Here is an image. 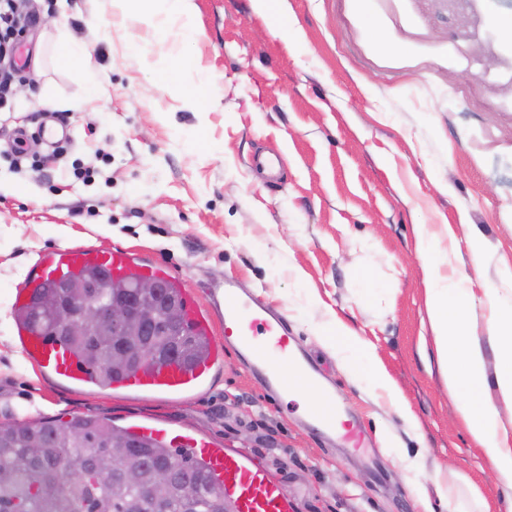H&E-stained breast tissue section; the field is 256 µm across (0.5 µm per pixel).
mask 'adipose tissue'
Wrapping results in <instances>:
<instances>
[{"label":"adipose tissue","mask_w":512,"mask_h":512,"mask_svg":"<svg viewBox=\"0 0 512 512\" xmlns=\"http://www.w3.org/2000/svg\"><path fill=\"white\" fill-rule=\"evenodd\" d=\"M144 17L156 32H166L174 20H182L183 31H190L192 0H147ZM417 251L424 258L426 312L434 336L440 372L455 404V416L472 441L488 460L495 480L512 501V302L501 289L484 291L483 305L489 314L488 340L480 342L472 332L471 278L462 273L442 274L441 265H432L428 257L440 252L442 263H450L455 244L444 243L430 227H415ZM336 346L347 367L365 361L373 381L381 388H391L381 363L372 357L357 333L344 322L334 324ZM491 344L497 354L495 371H488L483 346ZM496 386L501 400L486 396L488 386Z\"/></svg>","instance_id":"ef3b65f1"}]
</instances>
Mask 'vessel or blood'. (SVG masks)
Returning a JSON list of instances; mask_svg holds the SVG:
<instances>
[{
	"label": "vessel or blood",
	"mask_w": 512,
	"mask_h": 512,
	"mask_svg": "<svg viewBox=\"0 0 512 512\" xmlns=\"http://www.w3.org/2000/svg\"><path fill=\"white\" fill-rule=\"evenodd\" d=\"M102 270L113 279L149 276L181 287L182 278L162 261L136 262L121 248H65L41 254L31 276L12 293L11 307L30 306L38 288L62 278ZM214 303L224 318V333L212 335V313L202 312L192 301H185L184 314L195 332L207 335L208 351L199 361L186 364L173 360L147 371H137L113 383L114 389L159 394H182L202 387L224 361L226 346L245 353L257 382L267 390L292 395L297 385L318 394L321 404L310 418L316 428L340 435L347 447H365V436L358 425L342 420L336 395L319 369L302 353L294 350L288 336V322L279 312L251 297L232 280L216 285ZM15 335L25 359L76 385L92 383L88 367L61 342L51 340L40 329L17 325ZM187 446L207 460L224 490L233 512H295V504L280 481L243 454L215 448L207 441L187 439Z\"/></svg>",
	"instance_id": "b4317fda"
}]
</instances>
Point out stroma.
<instances>
[{"label": "stroma", "instance_id": "stroma-1", "mask_svg": "<svg viewBox=\"0 0 512 512\" xmlns=\"http://www.w3.org/2000/svg\"><path fill=\"white\" fill-rule=\"evenodd\" d=\"M288 32L251 0H193L189 42L158 35L112 0H27L19 70L0 110V420L112 418L237 448L281 481L297 512H444L455 482L501 501L485 457L454 415L425 311L414 227L455 237L459 269L498 288L512 271V72L499 22L512 0H287ZM88 44L96 84L57 64L58 30ZM146 47L131 53V44ZM184 46L190 67L171 51ZM208 79L198 112L181 95ZM68 100L66 110L40 107ZM68 130L46 145L45 118ZM28 132L27 154L6 152ZM280 160L270 179L253 166ZM485 242L474 268L469 230ZM121 247L166 262L197 303L236 280L287 318L336 383L340 411L370 434L344 447L308 423L313 393L266 392L226 348L198 391L76 387L22 356L10 292L41 253ZM354 329L395 390L343 364L332 316ZM409 407L418 425L399 415ZM419 465L408 468L409 460Z\"/></svg>", "mask_w": 512, "mask_h": 512}]
</instances>
